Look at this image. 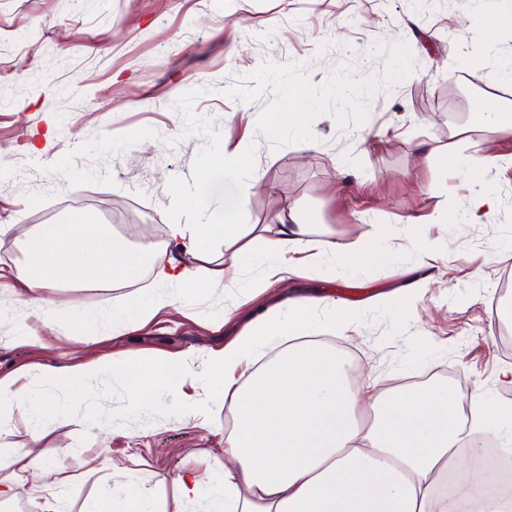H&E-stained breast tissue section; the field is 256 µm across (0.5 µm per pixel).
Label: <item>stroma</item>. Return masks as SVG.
Masks as SVG:
<instances>
[{
  "label": "stroma",
  "mask_w": 512,
  "mask_h": 512,
  "mask_svg": "<svg viewBox=\"0 0 512 512\" xmlns=\"http://www.w3.org/2000/svg\"><path fill=\"white\" fill-rule=\"evenodd\" d=\"M512 0H0V376L32 372L31 391L61 408L92 413L82 426L40 444L64 483L68 512L112 487L113 466L158 512H183L173 479L183 467L209 470L224 457V387L210 380L211 352L262 309L291 297H328L350 308L347 327L325 339L349 363L352 386L378 379V392L449 388L468 405L475 389L512 405L500 370L512 363V165L491 185L500 198L485 223L460 221L470 187L445 162L422 163L424 139L479 140L491 100L512 101V83L492 85L482 56L493 21ZM238 52H230V44ZM304 83L302 104L293 91ZM297 131H285L294 107ZM315 146L303 148L304 139ZM243 147L261 177L240 205L244 224H274L291 201L312 239L373 237L392 263L361 259L352 272L289 275L243 304L237 290L210 288L113 338L103 317L119 298L148 300L163 284L157 269L106 288L50 287L52 325L24 304L15 268L39 225L97 215L132 244H167L168 226L200 209L222 211V196L190 186L225 144ZM447 207L454 222L423 218ZM437 242V264L422 317L375 305L403 287L417 239ZM100 316L97 343L72 315ZM223 329H215L216 320ZM36 332L42 344L24 342ZM169 354L195 372L164 391H145L127 411L120 376L80 382L83 401L45 384L40 367L87 352ZM183 399L213 402L209 418L176 412ZM111 416L100 432L95 415ZM112 467L90 469V458Z\"/></svg>",
  "instance_id": "35a3bbf8"
}]
</instances>
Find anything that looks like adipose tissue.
I'll list each match as a JSON object with an SVG mask.
<instances>
[{
	"label": "adipose tissue",
	"instance_id": "1",
	"mask_svg": "<svg viewBox=\"0 0 512 512\" xmlns=\"http://www.w3.org/2000/svg\"><path fill=\"white\" fill-rule=\"evenodd\" d=\"M418 156L424 162L443 159L463 173L474 189L469 223H482L496 211L499 199L490 182L500 155L484 150L465 159L455 142L428 140L419 143ZM214 235L223 239L224 258L198 277L180 257L198 255L199 243ZM288 252L304 254L310 272L351 270L359 256L379 255L370 238L312 240L292 203L275 224L242 225L238 207L232 206L203 222L170 225L169 242L162 248L108 239L95 215L80 212L69 223L41 226L17 276L25 285L26 303L39 305L40 319L48 325L57 307L45 296L49 283L100 288L134 279L143 268L160 267L170 294L146 304L137 298L113 304L107 320L117 337L202 287L238 285L243 301H254L285 279L281 258ZM254 265L261 275L242 281L243 270ZM318 310L324 313L320 323L314 318ZM350 320V312L328 298H292L286 309L261 314L209 357L207 375L222 381L225 413L233 426L224 434V459L213 471L187 470L174 478L180 500L201 512H502L498 500L480 493L482 471L468 472L451 496L441 483L448 470L463 467L462 444L476 451L493 436L512 446V409L482 392L463 409L445 388L381 398L374 397L369 383L351 389L346 359L317 338L321 328L340 329ZM175 366L183 375L193 373L180 358L121 352L45 366L41 374L47 383L62 385L122 370L131 384L128 405L133 408L141 402L139 385L148 379L164 389ZM16 416L28 426L29 443L4 446L7 433L0 429V455L17 467L12 482L0 483V499L43 493L48 512H65L56 493L57 473L39 446L46 433L82 423V416L32 401L20 377L0 378V422Z\"/></svg>",
	"mask_w": 512,
	"mask_h": 512
}]
</instances>
